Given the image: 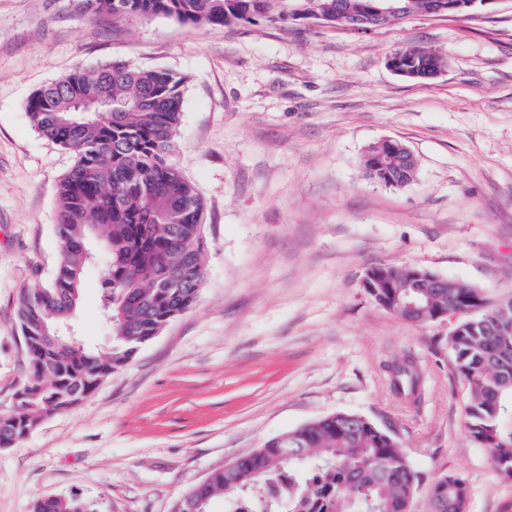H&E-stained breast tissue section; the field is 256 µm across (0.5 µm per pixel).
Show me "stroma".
<instances>
[{"mask_svg":"<svg viewBox=\"0 0 512 512\" xmlns=\"http://www.w3.org/2000/svg\"><path fill=\"white\" fill-rule=\"evenodd\" d=\"M410 46L446 67L394 74L387 55ZM115 60L186 79L170 160L204 204V284L91 394L0 449V512L59 495L175 512L212 471L335 412L393 432L419 479L412 512L446 475L467 480L468 512H512V484L467 431L447 322H407L362 286L371 267L413 266L512 298V0L368 32L116 24L81 0H0V413L30 375L18 299L55 275L57 188L73 164L26 104L74 67ZM385 138L419 159L405 187L364 174L363 152ZM97 270L71 320L89 348L112 334ZM409 356L424 370L414 404L387 373Z\"/></svg>","mask_w":512,"mask_h":512,"instance_id":"35a3bbf8","label":"stroma"}]
</instances>
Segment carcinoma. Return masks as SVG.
Returning a JSON list of instances; mask_svg holds the SVG:
<instances>
[{"label": "carcinoma", "instance_id": "cac0c4a2", "mask_svg": "<svg viewBox=\"0 0 512 512\" xmlns=\"http://www.w3.org/2000/svg\"><path fill=\"white\" fill-rule=\"evenodd\" d=\"M115 23L130 15H164L192 26L310 22L346 27L349 18L375 15L380 0H87ZM444 68L445 59L423 47L405 49L403 65ZM185 79L166 70L114 61L77 68L37 89L26 104L31 125L73 156L57 191V234L65 251L52 282L22 293L17 319L31 377L0 414V448H11L42 420L65 411L125 365L166 323L191 309L204 283L203 203L196 187L169 161L181 123ZM374 142L362 156L366 175L388 187L412 178L381 156ZM108 254L98 288L112 326L107 350L50 341L69 322L82 294L90 245ZM381 279L407 273L375 266ZM457 315L448 349L457 376L467 382V428L501 462L512 483V334H482L473 322L493 323L497 305L470 285L450 282L431 289ZM420 367L407 360L394 368L392 387L406 400L418 394ZM298 448L273 437L232 470L213 471L191 498H227L228 512H411L418 478L400 442L364 416L347 422L326 415L295 430ZM464 478L447 476L429 490L430 512H467ZM33 512H94L77 497L38 499Z\"/></svg>", "mask_w": 512, "mask_h": 512}]
</instances>
